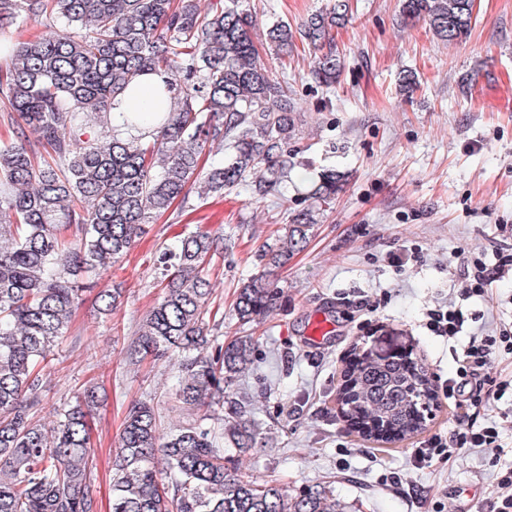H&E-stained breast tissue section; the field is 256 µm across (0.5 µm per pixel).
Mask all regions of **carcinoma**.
<instances>
[{
    "instance_id": "1",
    "label": "carcinoma",
    "mask_w": 512,
    "mask_h": 512,
    "mask_svg": "<svg viewBox=\"0 0 512 512\" xmlns=\"http://www.w3.org/2000/svg\"><path fill=\"white\" fill-rule=\"evenodd\" d=\"M400 2L403 23L422 22L443 42L470 33L473 0ZM348 12V0H335L297 29L275 21L268 47L284 56L296 39L307 42L320 52L314 79L332 85L343 70L333 30ZM22 13L45 18L44 31L15 42L5 29ZM254 28L246 0H208L204 9L199 0H0V50L10 56L0 99L21 119L0 140V512H94L96 391L78 393L50 427L33 420L51 348L93 279L193 184L221 194L254 175L256 192H280L297 155L298 109L259 63ZM150 73L163 78L157 109L113 124L118 100ZM93 127L107 129L106 139L87 136ZM216 143L224 155L203 172L200 156ZM347 180L325 168L312 203L289 207L277 242L262 246L258 272L237 290L240 324L276 307L282 288L272 272L309 241L313 203L329 204ZM217 249L208 233L191 231L158 257L168 281L133 352L178 362L175 398L196 418L165 433L152 404L131 408L110 512H344L324 486L291 493L230 458L262 447V432L242 402L226 399L255 344L214 334L206 264ZM121 297L119 288L97 292L100 316L111 317ZM337 401L363 436L404 440L427 427L436 398L412 356L355 353ZM214 417L219 433L207 424Z\"/></svg>"
}]
</instances>
